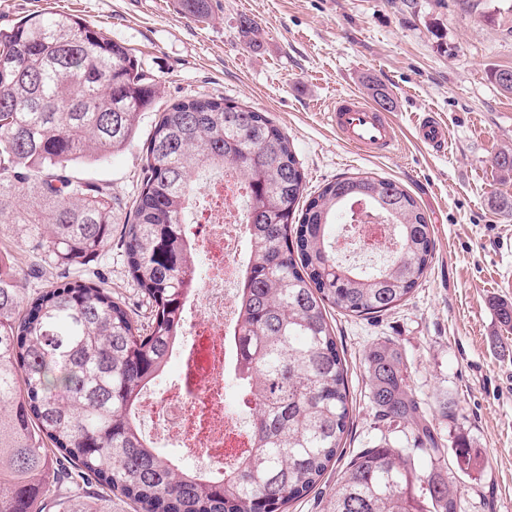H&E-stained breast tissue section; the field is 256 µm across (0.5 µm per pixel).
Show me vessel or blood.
I'll use <instances>...</instances> for the list:
<instances>
[{
  "mask_svg": "<svg viewBox=\"0 0 512 512\" xmlns=\"http://www.w3.org/2000/svg\"><path fill=\"white\" fill-rule=\"evenodd\" d=\"M330 118L337 136L347 146L365 153L388 152L397 140L394 122L354 95L337 99ZM418 132L421 141L433 150H443L448 144L445 127L433 115L421 117Z\"/></svg>",
  "mask_w": 512,
  "mask_h": 512,
  "instance_id": "obj_1",
  "label": "vessel or blood"
}]
</instances>
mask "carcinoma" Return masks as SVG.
<instances>
[{"label":"carcinoma","instance_id":"cac0c4a2","mask_svg":"<svg viewBox=\"0 0 512 512\" xmlns=\"http://www.w3.org/2000/svg\"><path fill=\"white\" fill-rule=\"evenodd\" d=\"M153 86L123 44L79 17L49 11L0 28V224L20 225L64 268L103 250L112 190L72 170L130 144ZM226 164L248 190L234 386L248 404L252 448L223 481L209 482L152 447L133 410L163 373L196 283L182 229L194 176ZM142 174L123 249L131 280L154 306L150 326L110 289L65 277L27 296L0 251V512H44L60 481L68 485L62 512H100L84 492L90 483L138 512H281L322 481L350 427L347 368L327 308L386 312L434 260L432 225L393 180L338 177L302 201L305 174L288 136L248 106L202 97L171 104L154 125ZM358 201L391 220L398 242L388 264L368 271L336 259V210ZM365 360L372 407L407 441L383 440L352 457L323 512H459L442 474L440 433L409 391L400 354L377 342ZM412 447L425 458L422 473ZM455 458L468 471L482 453L459 439Z\"/></svg>","mask_w":512,"mask_h":512}]
</instances>
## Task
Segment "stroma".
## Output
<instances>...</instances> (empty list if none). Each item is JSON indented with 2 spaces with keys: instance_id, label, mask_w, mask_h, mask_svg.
Listing matches in <instances>:
<instances>
[{
  "instance_id": "1",
  "label": "stroma",
  "mask_w": 512,
  "mask_h": 512,
  "mask_svg": "<svg viewBox=\"0 0 512 512\" xmlns=\"http://www.w3.org/2000/svg\"><path fill=\"white\" fill-rule=\"evenodd\" d=\"M46 9L96 23L158 85L132 143L75 170L112 187V240L92 261L62 272L31 254L14 225L0 224V248L14 255L26 293L65 275L102 283L148 323L122 236L158 115L190 96L267 113L292 142L307 193L341 176L388 178L433 229L435 258L407 301L369 319L330 312L352 397L346 456L399 438L367 399L365 351L391 342L447 444L443 473L461 512H512V330L494 308L512 304V216L492 205L512 200V172L493 164L512 153V93L491 78L512 68V0H208L200 20L181 0H0V27ZM376 85L390 94L400 132L391 155L345 146L330 123L337 97L369 101ZM426 112L448 126L445 152L417 138ZM460 436L481 449L479 469L459 470L452 444Z\"/></svg>"
}]
</instances>
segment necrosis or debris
<instances>
[{"mask_svg": "<svg viewBox=\"0 0 512 512\" xmlns=\"http://www.w3.org/2000/svg\"><path fill=\"white\" fill-rule=\"evenodd\" d=\"M212 207L187 225V247L203 255L207 270L203 292H191L183 307V326L172 338L168 363L175 379L142 389L136 418L151 421L155 436L174 443L196 461L201 478L220 480L250 445L242 411L230 407L224 385L237 369L234 306L224 295L236 292L248 262L243 222L245 189L235 168L227 167L208 182ZM356 234L341 242L343 252H374L395 244L393 226L384 216L356 215Z\"/></svg>", "mask_w": 512, "mask_h": 512, "instance_id": "obj_1", "label": "necrosis or debris"}]
</instances>
